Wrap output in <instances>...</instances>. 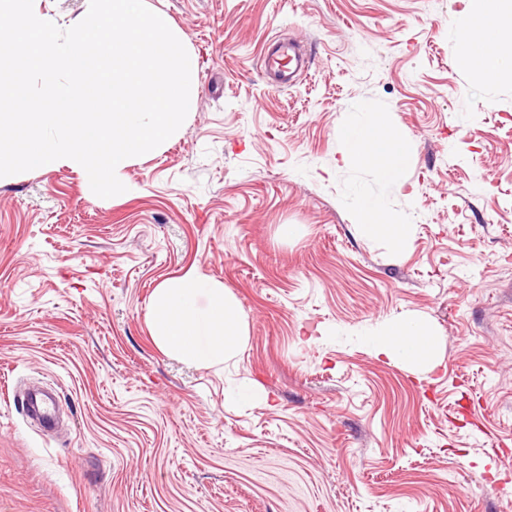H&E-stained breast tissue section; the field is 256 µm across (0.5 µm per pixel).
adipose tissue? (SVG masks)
<instances>
[{"mask_svg":"<svg viewBox=\"0 0 512 512\" xmlns=\"http://www.w3.org/2000/svg\"><path fill=\"white\" fill-rule=\"evenodd\" d=\"M461 2L467 24L457 40L467 66L488 82L512 79V0ZM340 137L343 163L372 166L386 183H400L408 143L396 125L359 112L344 125ZM356 207L368 233L385 235L400 247L409 241L410 225L394 223L381 199L362 195ZM150 304L152 338L166 354L207 368L240 354L246 328L235 298L222 284L187 274L159 285ZM373 349L424 371L437 364L436 340L421 319L386 326L374 337Z\"/></svg>","mask_w":512,"mask_h":512,"instance_id":"ef3b65f1","label":"adipose tissue"}]
</instances>
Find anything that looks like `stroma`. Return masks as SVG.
I'll use <instances>...</instances> for the list:
<instances>
[{
  "label": "stroma",
  "instance_id": "35a3bbf8",
  "mask_svg": "<svg viewBox=\"0 0 512 512\" xmlns=\"http://www.w3.org/2000/svg\"><path fill=\"white\" fill-rule=\"evenodd\" d=\"M145 4L198 61L183 130L111 198L64 165L0 178V512H512V83L462 65L461 0ZM280 37L310 63L278 90ZM366 110L409 143L399 186L341 161ZM359 192L405 246L362 230ZM188 273L235 297V360L153 343L151 294ZM410 317L431 372L372 349ZM26 400L27 412L43 422H49L56 413V404L53 400H46L41 393H31Z\"/></svg>",
  "mask_w": 512,
  "mask_h": 512
}]
</instances>
